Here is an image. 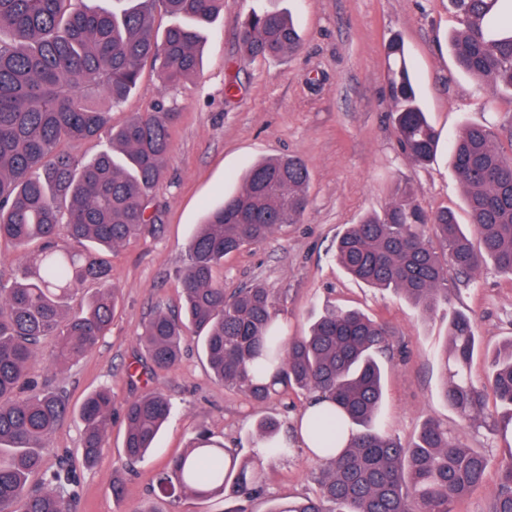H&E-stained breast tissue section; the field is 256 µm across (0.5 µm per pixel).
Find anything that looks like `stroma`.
Returning a JSON list of instances; mask_svg holds the SVG:
<instances>
[{
    "instance_id": "1",
    "label": "stroma",
    "mask_w": 512,
    "mask_h": 512,
    "mask_svg": "<svg viewBox=\"0 0 512 512\" xmlns=\"http://www.w3.org/2000/svg\"><path fill=\"white\" fill-rule=\"evenodd\" d=\"M267 9L292 14L304 39L302 51L240 59L242 20ZM458 26L448 0H224L206 35L198 74L166 88L152 67H144L136 89L113 109L112 122L122 125L161 99L179 112L166 174L156 190L160 220L155 230L113 251L110 279L121 298L111 330L96 350L65 371L63 385L75 408L106 387L116 406L155 390L168 398L172 411L148 456L131 467L124 464L122 414H114L106 449L91 467L82 462L78 419L54 433L46 462L53 466L66 458L73 464L75 512H144L148 507L224 512L229 503L220 496L157 498V472L203 428L243 458L257 452L253 428L262 416L274 415L285 430H294L308 404L307 392L291 389L266 404H252L214 379L195 338H187L175 368L147 376L135 372L136 338L155 306L173 310L181 305L177 272L197 225L225 196L241 190L247 165L282 156L307 163L309 207L300 223L278 226L263 243L226 256L217 271L225 291L253 283L271 288L276 321L289 336L306 334L329 308L357 309L389 325L382 430L406 442L433 417L461 434L466 447L485 452L490 458L486 482L459 512H486L512 441L491 427L467 424L448 407L440 356L449 312L470 314L483 346L470 373L477 385L486 384L485 350L512 337V276L486 267L468 285L451 291L446 309L425 315L401 293L351 279L333 249L347 225L382 211L403 181L411 184L425 211L447 207L467 222L451 143L467 125L496 130L512 124V98L489 97L455 69L449 38ZM395 35L405 43L421 106L440 134L437 156L424 166L401 153L390 120L385 46ZM122 467L128 474L118 500L112 496V474ZM264 467L267 493L252 502L253 512H266L274 498L317 495L314 474L320 462L306 448L285 459L265 460Z\"/></svg>"
}]
</instances>
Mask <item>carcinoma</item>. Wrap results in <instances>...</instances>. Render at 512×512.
<instances>
[{
    "instance_id": "1",
    "label": "carcinoma",
    "mask_w": 512,
    "mask_h": 512,
    "mask_svg": "<svg viewBox=\"0 0 512 512\" xmlns=\"http://www.w3.org/2000/svg\"><path fill=\"white\" fill-rule=\"evenodd\" d=\"M71 0H0V243L19 262L10 285L0 280V512H74L72 464L45 467L54 432L71 417L64 386L33 378L43 357L62 374L93 351L111 329L120 289L108 284L109 254L156 227L153 192L171 151L175 108L160 100L149 112L114 127L120 106L151 65L165 86L200 70L205 30L224 0H112L70 9ZM460 28L451 38L456 69L492 95L512 94V0H448ZM162 4L175 22L153 25ZM238 46L245 59L298 52L302 38L285 11L251 12ZM391 118L399 147L415 165L435 156L438 132L421 108L404 43L387 46ZM104 135L110 149L82 160L60 149ZM454 170L470 218L458 222L445 208L425 212L409 183L396 187L380 213L349 225L336 239L335 256L353 278L402 293L423 314L448 303V274L456 283L492 265L512 276V157L499 136L470 125L452 145ZM242 189L224 199L190 238L179 274L180 311L158 307L137 338L143 374L170 370L192 329L214 378L257 404L290 388L327 403L309 422L313 453L322 467L319 494L278 500L267 512H453L483 486L488 457L461 444L460 436L427 418L416 436L401 442L378 427L387 326L354 310L331 309L306 336H284L275 323L271 289L253 284L234 293L215 279L224 257L267 239L281 224H295L309 205L310 171L297 157L250 165ZM432 228L434 239L426 237ZM81 244L69 250L59 241ZM39 249L30 251V245ZM90 282L102 285L85 308L70 301ZM476 322L461 312L448 318L441 353L442 393L464 421L484 414V394L469 368L480 348ZM489 385L509 407L512 424V338L490 356ZM171 412L161 393L145 391L128 402L123 454L126 465L144 460ZM82 458L91 465L112 426V392L97 390L78 410ZM282 424L266 416L255 438L286 458L290 441ZM351 439L343 441L346 430ZM41 474L39 486L29 478ZM262 462L238 454L202 431L193 445L157 474L155 496L224 495L251 501L265 494ZM488 512H512V455L501 462Z\"/></svg>"
}]
</instances>
